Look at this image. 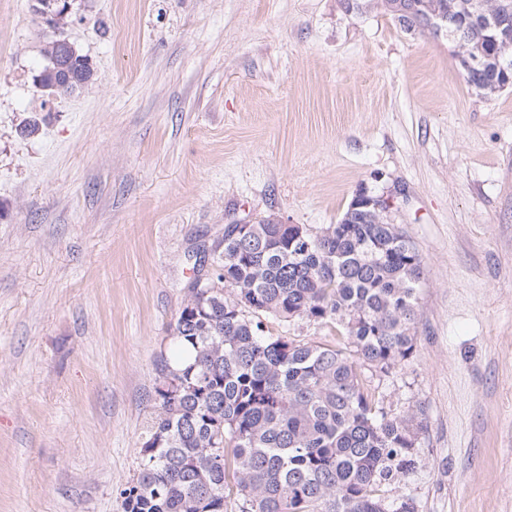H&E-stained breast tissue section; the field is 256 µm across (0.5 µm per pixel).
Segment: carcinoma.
I'll list each match as a JSON object with an SVG mask.
<instances>
[{"label":"carcinoma","mask_w":512,"mask_h":512,"mask_svg":"<svg viewBox=\"0 0 512 512\" xmlns=\"http://www.w3.org/2000/svg\"><path fill=\"white\" fill-rule=\"evenodd\" d=\"M384 2L408 29L440 15L479 59L465 73L476 91L512 86V0ZM294 230L302 240L286 224H226L194 269L122 512H385L374 487L411 469L417 413H384L364 370L412 353L422 259L371 208ZM295 318L335 325L336 343L268 326Z\"/></svg>","instance_id":"cac0c4a2"}]
</instances>
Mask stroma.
<instances>
[{
    "label": "stroma",
    "instance_id": "1",
    "mask_svg": "<svg viewBox=\"0 0 512 512\" xmlns=\"http://www.w3.org/2000/svg\"><path fill=\"white\" fill-rule=\"evenodd\" d=\"M64 35L96 75L47 112L52 31L0 0V512H121L196 258L362 187L424 271L412 355L370 378L422 428L376 494L512 512V88L383 0H75Z\"/></svg>",
    "mask_w": 512,
    "mask_h": 512
}]
</instances>
